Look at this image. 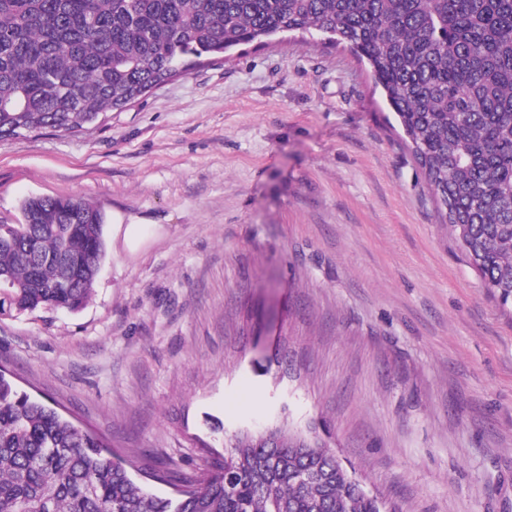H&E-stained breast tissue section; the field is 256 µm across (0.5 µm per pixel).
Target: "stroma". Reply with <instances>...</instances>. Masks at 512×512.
I'll use <instances>...</instances> for the list:
<instances>
[{"label": "stroma", "mask_w": 512, "mask_h": 512, "mask_svg": "<svg viewBox=\"0 0 512 512\" xmlns=\"http://www.w3.org/2000/svg\"><path fill=\"white\" fill-rule=\"evenodd\" d=\"M369 67L279 34L105 125L0 140V224L81 197L106 256L78 312L0 311V371L144 480L243 429L317 431L401 512H512V305L464 262ZM144 220L128 249L115 215Z\"/></svg>", "instance_id": "35a3bbf8"}]
</instances>
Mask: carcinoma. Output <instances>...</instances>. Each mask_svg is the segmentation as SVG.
I'll use <instances>...</instances> for the list:
<instances>
[{
	"mask_svg": "<svg viewBox=\"0 0 512 512\" xmlns=\"http://www.w3.org/2000/svg\"><path fill=\"white\" fill-rule=\"evenodd\" d=\"M320 33L367 62L464 261L512 302V0H0V139L103 125L203 59ZM0 224V307L76 312L102 208L31 197ZM0 512H387L308 433L242 444L173 497L0 374Z\"/></svg>",
	"mask_w": 512,
	"mask_h": 512,
	"instance_id": "carcinoma-1",
	"label": "carcinoma"
}]
</instances>
